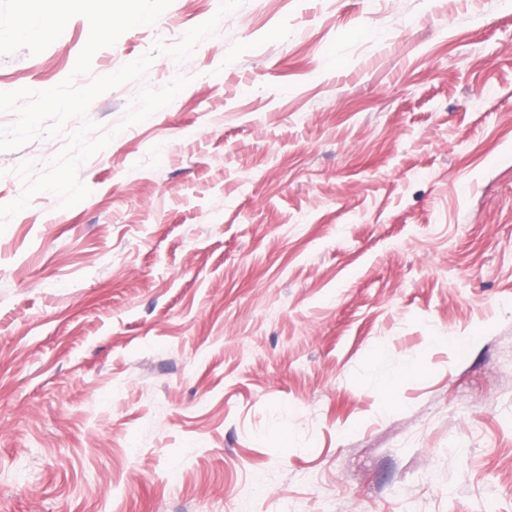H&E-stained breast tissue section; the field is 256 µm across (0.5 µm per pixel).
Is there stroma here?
<instances>
[{
    "mask_svg": "<svg viewBox=\"0 0 512 512\" xmlns=\"http://www.w3.org/2000/svg\"><path fill=\"white\" fill-rule=\"evenodd\" d=\"M88 36L0 55V92ZM149 72L90 119L191 82L0 233V512H512V0H243ZM62 145L0 152V205Z\"/></svg>",
    "mask_w": 512,
    "mask_h": 512,
    "instance_id": "1",
    "label": "stroma"
}]
</instances>
